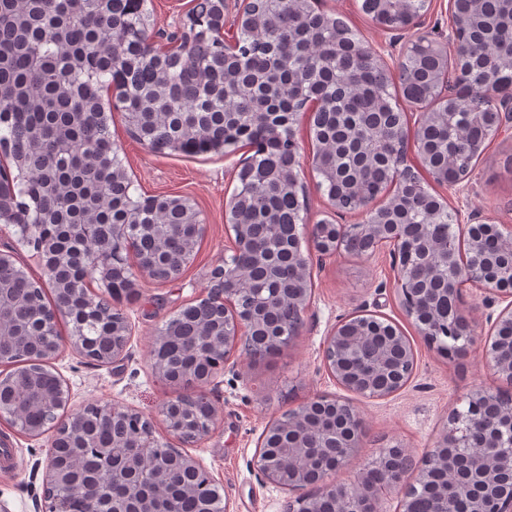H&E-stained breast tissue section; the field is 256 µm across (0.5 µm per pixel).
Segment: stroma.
<instances>
[{
	"instance_id": "1",
	"label": "stroma",
	"mask_w": 512,
	"mask_h": 512,
	"mask_svg": "<svg viewBox=\"0 0 512 512\" xmlns=\"http://www.w3.org/2000/svg\"><path fill=\"white\" fill-rule=\"evenodd\" d=\"M363 0H317L320 10L336 15L356 31L388 66H395L411 40L428 35L446 40L450 28L448 0H430L418 25L391 30L375 24L361 8ZM119 157L142 192L191 198L199 211L204 234L193 260L171 282L137 277L136 300L123 303L132 335L122 360L99 364L63 345L52 368L70 392L68 415L90 403L102 402L128 409L147 419L154 437L173 444L161 414L162 404L182 395L155 373L152 350L160 329L182 307L204 297L211 272L234 253V232L226 212L240 185L238 173L246 150L223 155L157 154L132 139L121 113L108 121ZM299 179L307 192L306 221L360 224V211L339 212L319 190L312 165L313 147L307 116H300ZM429 190L447 202L455 220L474 224L486 219L512 226V123L490 138L471 175L457 186L430 182ZM397 270L389 249L370 255H351L343 249L313 262L312 298L305 325L277 355L252 362L238 349L206 388L217 409L211 432L189 447L188 455L215 480L229 512H286L289 493L265 482L255 454L266 427L288 410L319 395L338 397L354 405L364 419L362 445L334 473L336 482L353 483L381 449L404 448L422 458L433 448L454 411L465 409L469 394L494 389L499 380L485 363V349L493 339L490 317L501 304L487 305L482 290L467 286L463 308L471 322L473 340L463 358L451 361L430 347L414 319L403 310L397 292ZM357 311L376 315L396 325L407 336L414 354V372L407 385L384 399H368L336 384L323 364L325 340L345 316ZM52 432L32 438L0 420V504L8 512H37Z\"/></svg>"
}]
</instances>
